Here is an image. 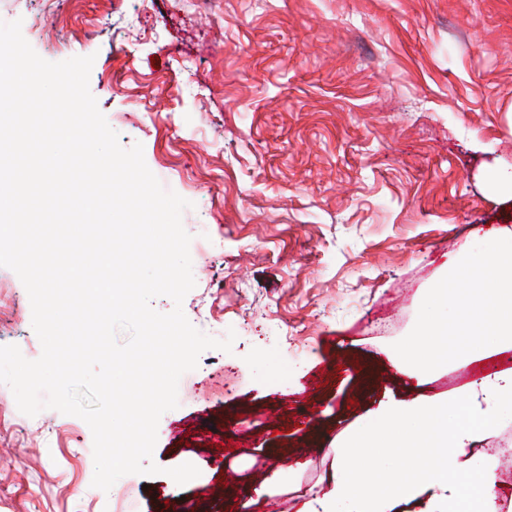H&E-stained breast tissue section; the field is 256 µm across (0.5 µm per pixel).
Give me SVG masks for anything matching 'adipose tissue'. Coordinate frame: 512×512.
Instances as JSON below:
<instances>
[{"mask_svg": "<svg viewBox=\"0 0 512 512\" xmlns=\"http://www.w3.org/2000/svg\"><path fill=\"white\" fill-rule=\"evenodd\" d=\"M510 414L512 371L449 396L386 404L342 441L326 490L296 512H390L424 495L431 512H498L495 458L467 447Z\"/></svg>", "mask_w": 512, "mask_h": 512, "instance_id": "1", "label": "adipose tissue"}]
</instances>
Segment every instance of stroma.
Masks as SVG:
<instances>
[{
	"label": "stroma",
	"mask_w": 512,
	"mask_h": 512,
	"mask_svg": "<svg viewBox=\"0 0 512 512\" xmlns=\"http://www.w3.org/2000/svg\"><path fill=\"white\" fill-rule=\"evenodd\" d=\"M15 20L47 61L94 56L121 146L191 203L186 317L236 338L162 415L159 474L109 492L85 421L24 415L0 384V512H117L126 492L133 512H294L381 405L512 370V350L420 380L393 363L449 257L512 230L493 182L512 171V0H0ZM0 282V345L37 359L27 291L9 268ZM267 355L289 383L253 369ZM186 462L200 474L180 486L167 471Z\"/></svg>",
	"instance_id": "obj_1"
}]
</instances>
